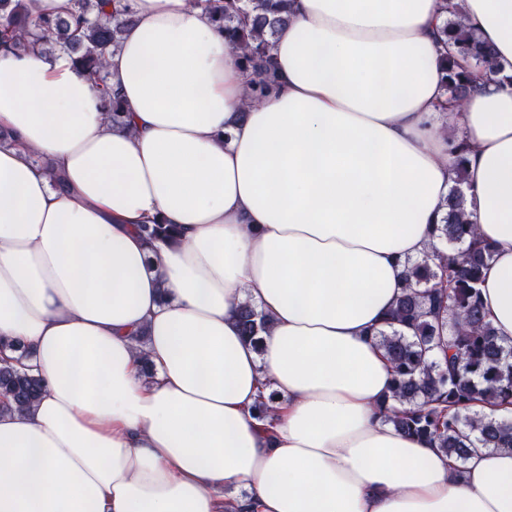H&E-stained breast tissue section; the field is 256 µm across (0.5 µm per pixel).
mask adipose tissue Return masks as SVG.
Masks as SVG:
<instances>
[{
    "mask_svg": "<svg viewBox=\"0 0 512 512\" xmlns=\"http://www.w3.org/2000/svg\"><path fill=\"white\" fill-rule=\"evenodd\" d=\"M128 4L106 68L125 127L67 55L0 53V337L44 384L0 411V512H225L231 486L238 512H512V452L459 464L378 414L375 338L462 167L512 339V0H292L248 110L200 8ZM456 16L499 72L450 116ZM158 220L178 242L145 241ZM244 303L270 319L257 349Z\"/></svg>",
    "mask_w": 512,
    "mask_h": 512,
    "instance_id": "obj_1",
    "label": "adipose tissue"
}]
</instances>
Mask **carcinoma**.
Wrapping results in <instances>:
<instances>
[{"mask_svg":"<svg viewBox=\"0 0 512 512\" xmlns=\"http://www.w3.org/2000/svg\"><path fill=\"white\" fill-rule=\"evenodd\" d=\"M224 34L228 47L250 72L259 93L276 85L272 40L288 26L291 0H191ZM66 16H33L24 0H0V53L21 56L41 48L72 56L75 65L102 86L112 124L124 125L118 94L105 86L107 57L123 29L134 22L128 7L105 11L112 0H72ZM440 43L445 90L455 105L496 68L494 49L452 20ZM461 59L475 61L464 68ZM148 243L174 241L178 230L157 222L139 225ZM430 253L406 263L403 294L387 329L377 333L392 371L391 407L385 421L402 433L426 439L463 463L474 448L512 450V421L471 413L476 402L512 404V342L500 339L486 321L483 272L493 246L477 236L461 188L452 190L441 223L434 225ZM241 336L257 345L266 319L244 304L236 314ZM39 377L5 358L0 361V396L22 411L42 394Z\"/></svg>","mask_w":512,"mask_h":512,"instance_id":"cac0c4a2","label":"carcinoma"}]
</instances>
